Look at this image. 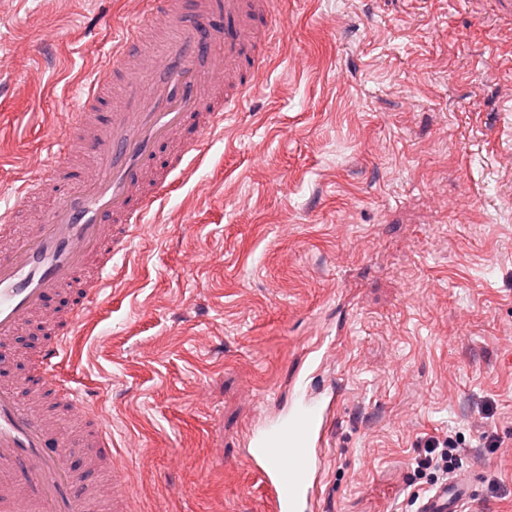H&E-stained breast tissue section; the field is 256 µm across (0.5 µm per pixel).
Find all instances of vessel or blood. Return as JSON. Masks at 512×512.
Instances as JSON below:
<instances>
[{"instance_id": "b4317fda", "label": "vessel or blood", "mask_w": 512, "mask_h": 512, "mask_svg": "<svg viewBox=\"0 0 512 512\" xmlns=\"http://www.w3.org/2000/svg\"><path fill=\"white\" fill-rule=\"evenodd\" d=\"M157 13L163 25L154 24ZM218 13L220 29L211 24ZM283 35L272 0H142L140 20L123 27L108 52L110 70L123 80L107 123L91 121L107 88L105 75H92L68 130L51 137L59 165L73 140H81L85 175L72 179L25 234L16 232L17 214L43 193L44 181L25 179L13 205L0 207V341L33 318H50L46 304L53 296L67 291L72 300L65 317L51 318L33 374L11 375L10 352L0 351V512H96L97 496L83 481L98 468L114 483H129V472L112 466V433L98 408L78 387L58 380L57 368L76 328L111 290L114 258L127 253L143 216L189 174L205 141L237 112L258 71L260 44ZM144 46L152 63L147 73L137 64ZM216 72L223 73V86L210 81ZM163 148L166 163L155 166ZM48 389L62 414L81 415L82 438L30 406ZM334 406V398L298 393L287 413L249 440L243 463L260 482L270 512H309ZM474 481L471 474L449 480L421 501L419 512H461Z\"/></svg>"}]
</instances>
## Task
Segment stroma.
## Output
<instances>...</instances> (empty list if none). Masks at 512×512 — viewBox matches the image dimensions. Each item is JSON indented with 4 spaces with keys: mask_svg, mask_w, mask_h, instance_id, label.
I'll use <instances>...</instances> for the list:
<instances>
[{
    "mask_svg": "<svg viewBox=\"0 0 512 512\" xmlns=\"http://www.w3.org/2000/svg\"><path fill=\"white\" fill-rule=\"evenodd\" d=\"M273 10L285 38L58 374L110 419L131 512H266L240 456L292 386L341 394L313 512H418L417 462L448 436L478 474L461 512H512V15ZM140 11L0 0V206Z\"/></svg>",
    "mask_w": 512,
    "mask_h": 512,
    "instance_id": "obj_1",
    "label": "stroma"
}]
</instances>
